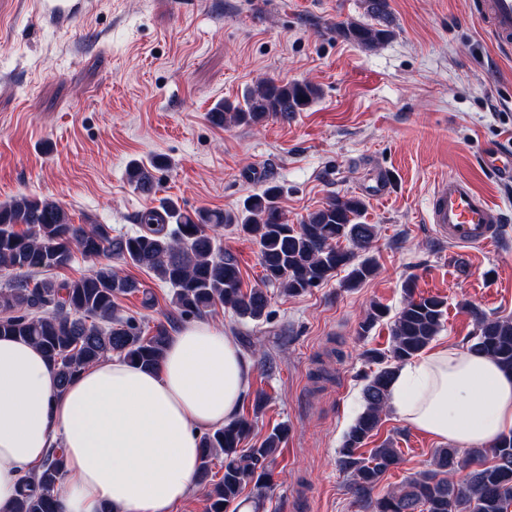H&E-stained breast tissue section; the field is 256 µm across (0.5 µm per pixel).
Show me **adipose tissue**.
<instances>
[{
    "mask_svg": "<svg viewBox=\"0 0 512 512\" xmlns=\"http://www.w3.org/2000/svg\"><path fill=\"white\" fill-rule=\"evenodd\" d=\"M250 365L223 327L169 329L150 370L119 357L67 387L34 344L0 338V512L59 444L61 512H173L195 484L201 436L236 417ZM388 404L413 428L493 445L512 431V372L490 357L438 348L397 369Z\"/></svg>",
    "mask_w": 512,
    "mask_h": 512,
    "instance_id": "adipose-tissue-1",
    "label": "adipose tissue"
}]
</instances>
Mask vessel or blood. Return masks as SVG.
<instances>
[{
	"label": "vessel or blood",
	"mask_w": 512,
	"mask_h": 512,
	"mask_svg": "<svg viewBox=\"0 0 512 512\" xmlns=\"http://www.w3.org/2000/svg\"><path fill=\"white\" fill-rule=\"evenodd\" d=\"M41 22L61 30L76 26L86 14L84 0H35ZM480 16L500 49L512 51V0H483ZM427 221L438 236L457 246L493 245L503 222L497 206L466 179L442 178L429 199Z\"/></svg>",
	"instance_id": "obj_1"
}]
</instances>
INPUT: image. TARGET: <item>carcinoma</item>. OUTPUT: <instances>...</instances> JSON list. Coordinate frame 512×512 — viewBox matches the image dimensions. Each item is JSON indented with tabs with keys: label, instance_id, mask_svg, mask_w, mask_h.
<instances>
[{
	"label": "carcinoma",
	"instance_id": "obj_1",
	"mask_svg": "<svg viewBox=\"0 0 512 512\" xmlns=\"http://www.w3.org/2000/svg\"><path fill=\"white\" fill-rule=\"evenodd\" d=\"M375 23L342 21L336 34L365 49L391 36L388 0H365ZM320 95L308 82L262 81L243 95L244 104L220 101L209 112L218 127L257 126L269 120L287 122ZM162 162L134 160L127 181L150 193L154 171ZM282 187L269 181L247 197L236 211L205 207L188 210L164 197L137 217L133 235H112L108 224H74L57 202L24 194L0 205V271L30 274L68 267L75 254L96 262L89 274L75 279L18 280L0 290V336L38 345L67 384L85 366L118 355L142 368L162 357L167 328L117 314L120 298L142 294L145 308L154 306L149 289L112 265L117 260L144 268L172 288L171 303L182 320L201 319L218 307L254 322L267 317L268 288L299 295L347 269L346 283L356 287L377 272L369 256L375 226L361 217L366 210L357 196H333L299 224H290L280 206ZM236 227L259 246L261 285L243 290L236 258L222 249L218 231ZM405 300L391 328L387 351L365 356L380 365L363 391L364 408L350 427L338 466L350 476L348 491L361 512H508L512 507V433L490 448H438L431 468L408 477L397 489L374 495L380 478L400 464L399 451L388 442L368 457L358 449L378 428L387 406L388 388L398 365L419 355L439 333L446 301L439 296L415 298L414 283L404 285ZM475 332L468 350L484 353L512 370V316L490 317L467 304ZM372 305L358 333L365 335L385 316ZM252 424L237 417L200 438L196 482L207 488L210 512H238L243 490L252 487L261 506L273 485L272 465L288 428H274L260 442L243 447ZM222 457L223 474L215 478L212 461ZM65 468L64 449H50L41 470L26 481L13 512H59Z\"/></svg>",
	"mask_w": 512,
	"mask_h": 512
}]
</instances>
